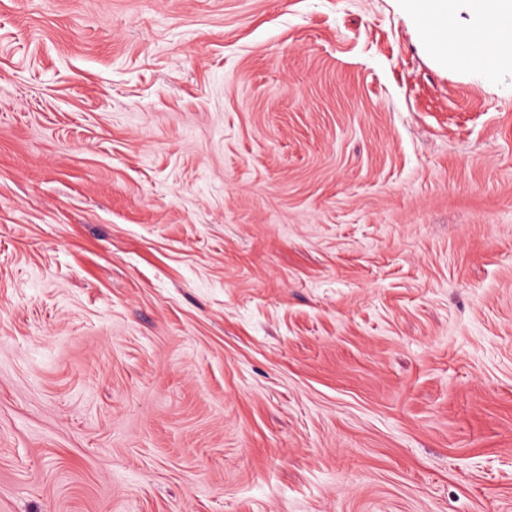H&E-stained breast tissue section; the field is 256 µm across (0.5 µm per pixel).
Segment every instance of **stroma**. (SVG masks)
Returning a JSON list of instances; mask_svg holds the SVG:
<instances>
[{
	"instance_id": "obj_1",
	"label": "stroma",
	"mask_w": 512,
	"mask_h": 512,
	"mask_svg": "<svg viewBox=\"0 0 512 512\" xmlns=\"http://www.w3.org/2000/svg\"><path fill=\"white\" fill-rule=\"evenodd\" d=\"M0 512H512V68L0 0Z\"/></svg>"
}]
</instances>
